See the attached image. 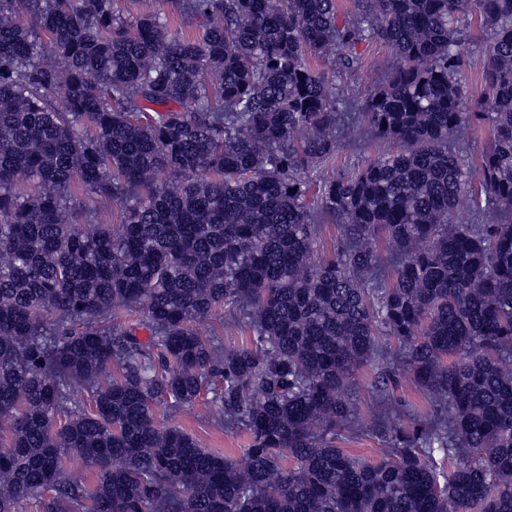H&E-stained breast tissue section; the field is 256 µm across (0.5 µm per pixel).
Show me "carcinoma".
<instances>
[{
	"label": "carcinoma",
	"mask_w": 512,
	"mask_h": 512,
	"mask_svg": "<svg viewBox=\"0 0 512 512\" xmlns=\"http://www.w3.org/2000/svg\"><path fill=\"white\" fill-rule=\"evenodd\" d=\"M356 2L341 21L337 0H178L189 39L113 0H0V512H76L69 453L95 467L91 512H512V0ZM376 40L391 63L350 97L336 75ZM474 126L477 161L459 151ZM364 129L398 148L309 200L298 174ZM77 187L112 222L75 223ZM224 305L252 345L193 327ZM133 308L146 342L112 325ZM384 336L436 411L411 430L373 415L392 457L368 462L334 439ZM210 377L244 466L154 424ZM486 34L474 23L471 28L470 37L462 47L463 56V81L465 82L469 98L476 101L481 93L480 72L484 65L483 45Z\"/></svg>",
	"instance_id": "obj_1"
}]
</instances>
